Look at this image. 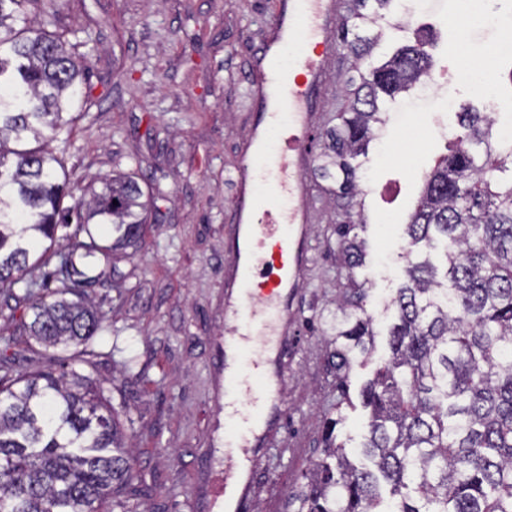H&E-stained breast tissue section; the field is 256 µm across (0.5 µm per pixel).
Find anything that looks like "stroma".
Returning <instances> with one entry per match:
<instances>
[{
  "label": "stroma",
  "instance_id": "stroma-1",
  "mask_svg": "<svg viewBox=\"0 0 512 512\" xmlns=\"http://www.w3.org/2000/svg\"><path fill=\"white\" fill-rule=\"evenodd\" d=\"M275 0H38L39 18L75 44L89 66L70 131L50 144L72 191L65 205L103 177L143 174L154 203L145 242L90 294L104 316L93 348L96 374L113 406H127L139 450V477L123 496L126 512H224L213 477L224 470V373L215 341L225 335L224 265L231 256L235 168L260 110L250 84L267 40ZM353 61L338 55L316 110L321 130L338 124L337 78ZM396 144H408L399 130ZM409 146L406 167L370 146L357 163L375 183L365 198L369 253L359 281L374 302L376 357L355 362L349 392L372 378L396 320L384 302L399 288V226L419 195V170L446 152L444 141ZM316 221L307 270L295 298L297 332L281 358L286 411L252 460L246 512H293L291 492L320 458L324 415L336 402L329 322L344 280L336 254L334 182L310 170ZM20 312L0 311V336L14 338L13 372L40 362L18 329Z\"/></svg>",
  "mask_w": 512,
  "mask_h": 512
}]
</instances>
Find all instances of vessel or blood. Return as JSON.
Returning <instances> with one entry per match:
<instances>
[{
    "instance_id": "vessel-or-blood-1",
    "label": "vessel or blood",
    "mask_w": 512,
    "mask_h": 512,
    "mask_svg": "<svg viewBox=\"0 0 512 512\" xmlns=\"http://www.w3.org/2000/svg\"><path fill=\"white\" fill-rule=\"evenodd\" d=\"M343 10V0H288L271 21L264 56L294 46V67L258 66L256 95L275 109L256 123L237 168L232 215L235 251L224 270L225 381L249 399L251 421L243 423V447L261 451L257 427L279 416L278 365L289 328L296 321L291 298L307 266L306 242L314 221L308 173L316 159L314 108L333 59L326 32ZM251 467L238 458L224 469V505L238 507L251 489Z\"/></svg>"
}]
</instances>
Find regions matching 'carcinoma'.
I'll return each instance as SVG.
<instances>
[{
  "label": "carcinoma",
  "instance_id": "obj_1",
  "mask_svg": "<svg viewBox=\"0 0 512 512\" xmlns=\"http://www.w3.org/2000/svg\"><path fill=\"white\" fill-rule=\"evenodd\" d=\"M0 0V304L23 309L29 347L50 362L95 368L103 317L87 289L102 265L140 247L151 195L137 176L63 206L57 158L46 143L67 128L87 64L62 36L36 28L25 4ZM390 0H355L340 46L365 63L342 81L341 123L328 133L320 177L336 182L341 265L336 292V405L350 401L348 371L375 347L365 264L367 220L352 160L366 154L385 98L424 73V43L381 64L367 34ZM485 112L459 113L462 134L423 177L404 224L405 280L391 304L388 357L360 390L368 429L356 465L326 414L322 457L296 512H512V149L490 140ZM67 244L32 254L27 230ZM439 242L443 279L418 259ZM13 341L0 338V512H107L137 479V456L101 383L75 369L12 375Z\"/></svg>",
  "mask_w": 512,
  "mask_h": 512
}]
</instances>
